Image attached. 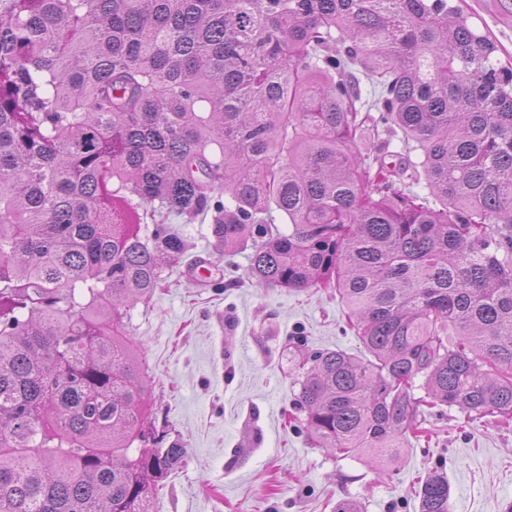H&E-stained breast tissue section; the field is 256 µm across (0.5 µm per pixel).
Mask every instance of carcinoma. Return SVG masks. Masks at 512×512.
<instances>
[{
	"label": "carcinoma",
	"instance_id": "cac0c4a2",
	"mask_svg": "<svg viewBox=\"0 0 512 512\" xmlns=\"http://www.w3.org/2000/svg\"><path fill=\"white\" fill-rule=\"evenodd\" d=\"M496 51L456 0H0V512H150L183 461L120 313L181 264L172 216L336 292L364 353L305 358L317 446L392 456L438 406L512 426ZM418 497L449 512L448 478Z\"/></svg>",
	"mask_w": 512,
	"mask_h": 512
}]
</instances>
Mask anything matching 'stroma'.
Segmentation results:
<instances>
[{
    "instance_id": "1",
    "label": "stroma",
    "mask_w": 512,
    "mask_h": 512,
    "mask_svg": "<svg viewBox=\"0 0 512 512\" xmlns=\"http://www.w3.org/2000/svg\"><path fill=\"white\" fill-rule=\"evenodd\" d=\"M463 10L512 64V0H462ZM186 239L184 263L151 300L124 310L145 362L149 412L164 446L184 448L151 512H419V482L447 476L450 512H505L512 505V428L469 421L458 408L426 416V437L396 458H346L318 447L295 405L301 362L315 351L363 350L334 292L288 290L248 276L247 252L219 268L233 287L196 280L214 252L209 221L172 219Z\"/></svg>"
}]
</instances>
